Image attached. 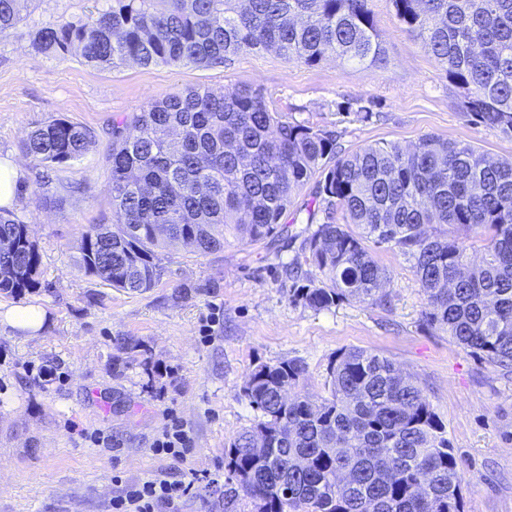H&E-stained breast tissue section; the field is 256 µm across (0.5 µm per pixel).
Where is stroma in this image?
I'll return each mask as SVG.
<instances>
[{"label": "stroma", "mask_w": 512, "mask_h": 512, "mask_svg": "<svg viewBox=\"0 0 512 512\" xmlns=\"http://www.w3.org/2000/svg\"><path fill=\"white\" fill-rule=\"evenodd\" d=\"M104 4L26 0L22 21L0 34V158L20 157L26 132L58 116L97 133L81 161L54 175L62 208L14 206L40 252L39 284L21 297L0 292V313L33 305L46 320L33 334L0 322V512H108L128 485L192 477L197 494L178 500L174 512H224V451L258 420L241 394L251 370L300 360L298 390L319 401L330 395V362L349 348L416 377L459 459L463 512H512V369L427 328L414 258L370 246L388 275L384 303L352 298L316 311L293 301L288 268L320 276L303 250L314 230L304 210L312 187L295 197L283 218L288 234L275 244L230 239L204 256L173 247L160 280L141 293L112 287L76 262L83 231L113 218L106 160L113 119L187 89L261 88L270 110L336 130L348 152L377 142L411 149L434 134L512 161V138L461 112L444 67L389 0L370 3L388 54L382 67L335 57L307 66L269 50L219 66L100 68L76 53L49 58L32 48L31 34L44 23L84 20ZM347 100L371 107L372 119L339 114L337 103ZM42 365L55 367L58 379L37 380L30 369ZM170 409L194 438L180 462L152 448ZM93 430L111 444L91 442Z\"/></svg>", "instance_id": "1"}]
</instances>
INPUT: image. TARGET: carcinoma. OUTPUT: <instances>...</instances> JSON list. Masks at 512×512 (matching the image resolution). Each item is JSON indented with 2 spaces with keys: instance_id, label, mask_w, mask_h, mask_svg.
Listing matches in <instances>:
<instances>
[{
  "instance_id": "1",
  "label": "carcinoma",
  "mask_w": 512,
  "mask_h": 512,
  "mask_svg": "<svg viewBox=\"0 0 512 512\" xmlns=\"http://www.w3.org/2000/svg\"><path fill=\"white\" fill-rule=\"evenodd\" d=\"M22 2L0 0L1 34L21 22ZM369 2L108 0L84 22L42 25L31 45L53 58L75 50L96 67L219 65L270 49L309 66L335 56L379 67L387 51ZM388 2L445 66L461 110L512 135V0ZM96 140L94 130L57 118L31 130L21 150L49 171L82 159ZM108 162L114 220L82 233L77 263L88 275L140 293L160 278V254L173 245L205 255L229 236L243 245L272 240L313 181L306 221L317 229L303 249L323 279H293L294 297L316 310L349 298L382 302L386 270L365 241L388 244L415 260L427 326L512 365V161L435 135L412 151L378 142L345 152L335 131L288 121L261 89L242 87L188 89L112 121ZM448 225L483 230L479 264L470 265ZM0 238L10 243L0 253V291L36 288L37 244L11 209L0 208ZM304 374L297 359L249 373L241 393L261 419L225 450L224 512L241 496L254 512H461L454 448L412 376L348 349L328 368L330 397L287 398Z\"/></svg>"
}]
</instances>
